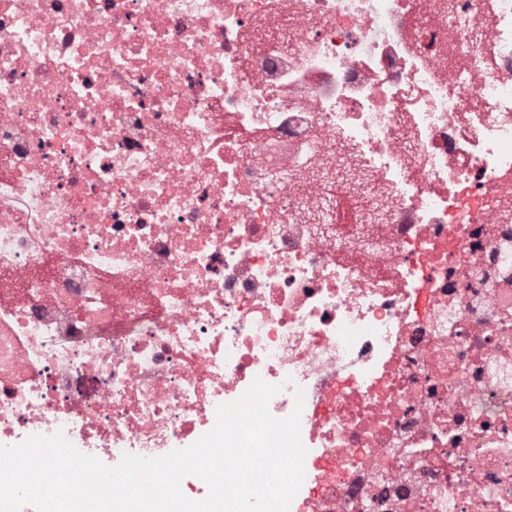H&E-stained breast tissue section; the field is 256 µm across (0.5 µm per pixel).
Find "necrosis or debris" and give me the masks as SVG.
I'll list each match as a JSON object with an SVG mask.
<instances>
[{"label": "necrosis or debris", "instance_id": "1", "mask_svg": "<svg viewBox=\"0 0 512 512\" xmlns=\"http://www.w3.org/2000/svg\"><path fill=\"white\" fill-rule=\"evenodd\" d=\"M258 378L289 512H512V0H0V446Z\"/></svg>", "mask_w": 512, "mask_h": 512}]
</instances>
